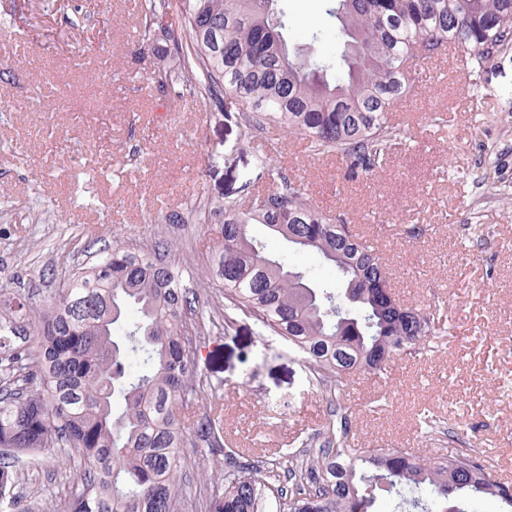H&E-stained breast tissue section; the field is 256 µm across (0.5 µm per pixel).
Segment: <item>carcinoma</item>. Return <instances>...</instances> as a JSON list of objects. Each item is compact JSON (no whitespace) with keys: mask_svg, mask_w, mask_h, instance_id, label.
<instances>
[{"mask_svg":"<svg viewBox=\"0 0 512 512\" xmlns=\"http://www.w3.org/2000/svg\"><path fill=\"white\" fill-rule=\"evenodd\" d=\"M274 0H182L181 28L156 22L167 0H143L140 41L158 56V97L176 84L209 110L224 97L245 105L244 134L279 128L367 174L404 134L388 112L409 95L413 62L445 45L480 64L512 46V0H338L341 63L289 50ZM175 57L179 68L164 64ZM273 188L214 205L221 239L208 257L224 289V318L241 312L301 356L309 384L329 403L322 428L281 448L271 466L224 476L208 512H373L382 496L400 512H469L492 497L512 508V486L486 472L476 448L429 457L407 448L350 447L351 421L338 402L360 372L378 373L419 353L444 332L441 305H401L377 249L312 202L280 166ZM314 253L336 275L314 283L252 235ZM152 246L117 242L82 267L54 269L58 288L37 310L19 292L0 298V508L15 510L8 460L62 450L80 466L71 512H182L181 426L194 405L197 283ZM205 443L223 448V423Z\"/></svg>","mask_w":512,"mask_h":512,"instance_id":"1","label":"carcinoma"}]
</instances>
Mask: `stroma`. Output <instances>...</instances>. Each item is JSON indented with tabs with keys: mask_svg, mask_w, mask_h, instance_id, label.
<instances>
[{
	"mask_svg": "<svg viewBox=\"0 0 512 512\" xmlns=\"http://www.w3.org/2000/svg\"><path fill=\"white\" fill-rule=\"evenodd\" d=\"M141 0H0V289L40 305L58 283L55 265L94 260L113 241L168 240L176 262L202 277L220 238L218 221L189 220L195 203L241 199L268 188L263 157L304 183L313 201L373 241L392 291L406 306L442 296L447 331L381 376L351 377L340 402L355 448L447 454L424 438L428 412L481 451L495 480L512 484V49L461 67L458 48L412 73L406 132L374 175L269 130L245 139L243 104L220 112L148 95L156 57L141 46ZM290 50L337 62L344 48L328 0H276ZM111 104L93 109L94 98ZM257 238L320 284L333 280L312 254L296 253L255 226ZM213 325L194 339L198 402L186 429L222 408L224 435L252 461L305 436L326 418L300 360L255 320L224 323V293L197 290ZM183 512H207L224 489L223 452L187 449ZM21 512H67L77 468L55 452L15 462Z\"/></svg>",
	"mask_w": 512,
	"mask_h": 512,
	"instance_id": "1",
	"label": "stroma"
}]
</instances>
